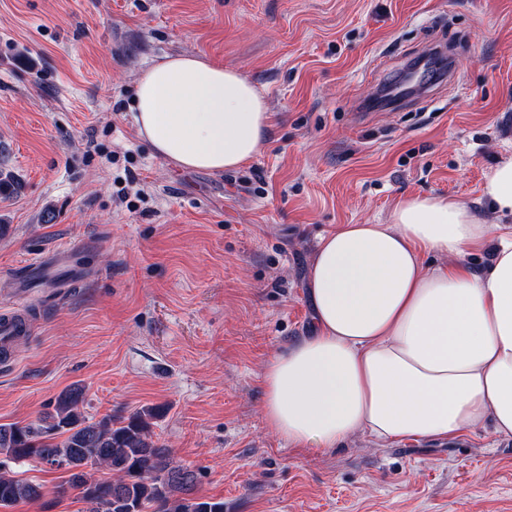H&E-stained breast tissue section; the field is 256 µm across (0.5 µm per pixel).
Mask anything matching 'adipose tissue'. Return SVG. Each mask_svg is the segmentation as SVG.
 <instances>
[{"mask_svg":"<svg viewBox=\"0 0 512 512\" xmlns=\"http://www.w3.org/2000/svg\"><path fill=\"white\" fill-rule=\"evenodd\" d=\"M133 118L163 161L221 172L269 133L264 96L240 71L179 54L135 82ZM489 214L409 196L384 224H339L312 256L314 330L266 364L263 417L291 447L336 450L490 430L512 438V157L486 176ZM499 216L491 223L489 215ZM496 243L491 263L467 264ZM440 263L427 267L424 256Z\"/></svg>","mask_w":512,"mask_h":512,"instance_id":"1","label":"adipose tissue"}]
</instances>
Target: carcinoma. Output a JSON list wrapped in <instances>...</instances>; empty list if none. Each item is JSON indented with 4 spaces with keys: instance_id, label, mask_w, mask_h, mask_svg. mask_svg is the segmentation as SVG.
<instances>
[{
    "instance_id": "carcinoma-1",
    "label": "carcinoma",
    "mask_w": 512,
    "mask_h": 512,
    "mask_svg": "<svg viewBox=\"0 0 512 512\" xmlns=\"http://www.w3.org/2000/svg\"><path fill=\"white\" fill-rule=\"evenodd\" d=\"M84 401V388L73 384L46 418L0 424V508L43 497L42 485L12 470L34 461L65 473L55 494L78 492L83 512H224V502L193 495L194 472L153 439V421L163 416V407L93 421L81 411ZM98 468L111 477L96 478L92 470Z\"/></svg>"
}]
</instances>
